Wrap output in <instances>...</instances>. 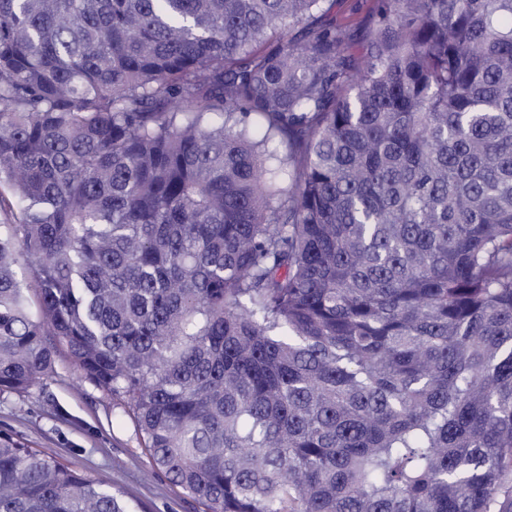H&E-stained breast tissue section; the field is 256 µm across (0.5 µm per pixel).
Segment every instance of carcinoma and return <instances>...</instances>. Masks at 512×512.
Wrapping results in <instances>:
<instances>
[{"instance_id": "1", "label": "carcinoma", "mask_w": 512, "mask_h": 512, "mask_svg": "<svg viewBox=\"0 0 512 512\" xmlns=\"http://www.w3.org/2000/svg\"><path fill=\"white\" fill-rule=\"evenodd\" d=\"M331 6L0 0V388L207 512H512V0ZM0 512L133 507L1 437ZM377 0H335L330 18L336 24L347 28L353 52L359 53L364 43V35L372 26L377 10ZM0 435L56 457L135 507L136 512H203L204 506L152 471L124 406L81 377L65 352L54 372L26 392H0Z\"/></svg>"}]
</instances>
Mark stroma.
Instances as JSON below:
<instances>
[{
	"instance_id": "stroma-1",
	"label": "stroma",
	"mask_w": 512,
	"mask_h": 512,
	"mask_svg": "<svg viewBox=\"0 0 512 512\" xmlns=\"http://www.w3.org/2000/svg\"><path fill=\"white\" fill-rule=\"evenodd\" d=\"M378 0H335L330 16L360 49ZM0 435L56 457L89 475L136 512H203V505L153 472L151 459L123 405L84 380L65 352L53 373L28 391L0 392Z\"/></svg>"
}]
</instances>
